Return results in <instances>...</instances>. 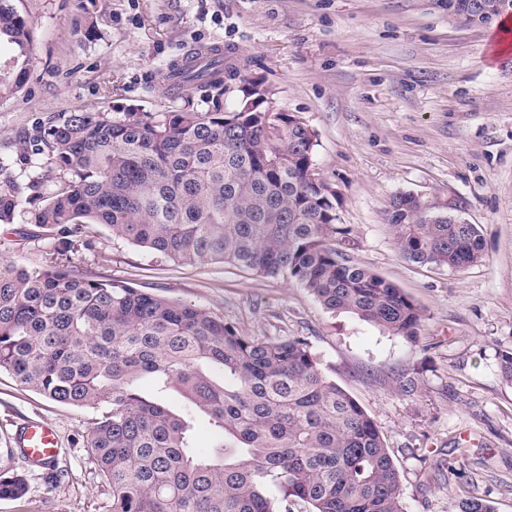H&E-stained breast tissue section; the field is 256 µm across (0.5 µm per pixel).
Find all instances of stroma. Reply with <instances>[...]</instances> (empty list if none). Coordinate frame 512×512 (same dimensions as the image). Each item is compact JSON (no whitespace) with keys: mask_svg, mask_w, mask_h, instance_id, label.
Wrapping results in <instances>:
<instances>
[{"mask_svg":"<svg viewBox=\"0 0 512 512\" xmlns=\"http://www.w3.org/2000/svg\"><path fill=\"white\" fill-rule=\"evenodd\" d=\"M29 25L24 89L0 98V162L18 141L74 107L162 112L179 102L166 73L195 48L224 46L223 106L262 82L273 108L317 134L318 178L351 229L350 257L423 308L418 344L305 289L224 263L176 265L90 229L80 252L54 251L46 231L0 224V264L74 263L94 279L204 307L261 339L301 336L323 373L375 419L401 474L405 512H458L478 497L512 512V48L496 24L449 17L446 0H14ZM94 25L99 39L84 37ZM456 204L478 225L482 259L462 270L401 258L386 220L398 193ZM422 369L415 397L398 375ZM99 412L53 402L0 371V465L30 489L0 512H110L109 488L85 448ZM47 422L62 451L45 478L15 446L20 424Z\"/></svg>","mask_w":512,"mask_h":512,"instance_id":"obj_1","label":"stroma"}]
</instances>
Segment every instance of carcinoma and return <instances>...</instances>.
Segmentation results:
<instances>
[{"label": "carcinoma", "instance_id": "obj_1", "mask_svg": "<svg viewBox=\"0 0 512 512\" xmlns=\"http://www.w3.org/2000/svg\"><path fill=\"white\" fill-rule=\"evenodd\" d=\"M491 23L512 0H446ZM17 55L0 65V97L22 91L31 61L27 20L0 0V41ZM207 54L182 105L119 115L76 107L19 143V182L0 181V224L20 212L52 233L54 250H78L83 230L174 264L219 262L280 277L330 311H345L417 342L424 313L405 292L344 251L328 186L314 179L308 124L286 112L221 108L224 75ZM456 205L429 209L411 193L387 212L406 261L463 269L483 257L475 224ZM64 405L102 408L86 448L111 490V512H404L399 470L366 410L327 377L302 337L248 336L195 304L75 265L0 267V371ZM411 397L421 380L403 376ZM183 400L174 412L166 402ZM205 422L212 449L195 447ZM26 475L0 468V499L20 500Z\"/></svg>", "mask_w": 512, "mask_h": 512}]
</instances>
